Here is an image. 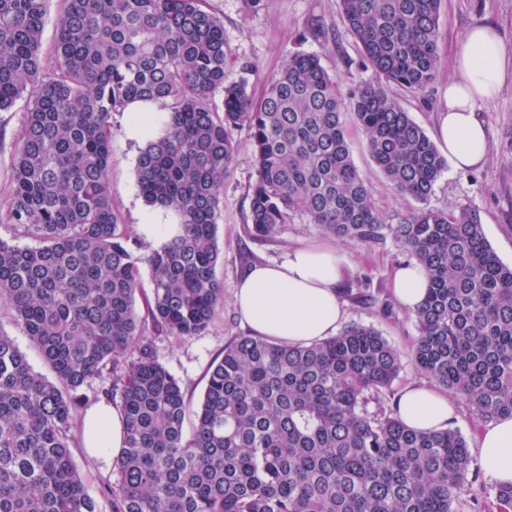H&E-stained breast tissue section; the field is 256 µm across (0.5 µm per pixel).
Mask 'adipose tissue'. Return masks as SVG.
I'll use <instances>...</instances> for the list:
<instances>
[{
	"label": "adipose tissue",
	"instance_id": "1",
	"mask_svg": "<svg viewBox=\"0 0 512 512\" xmlns=\"http://www.w3.org/2000/svg\"><path fill=\"white\" fill-rule=\"evenodd\" d=\"M512 75V47L490 25L471 28L460 42L454 75L448 82L440 117L438 146L455 168H478L488 154V131L480 119L479 102L491 99ZM342 260L334 248L307 244L294 248L287 260L254 266L239 282L234 305L255 335L287 344H310L335 335L344 311L338 293ZM393 292L407 312L423 301L428 283L418 264L393 272ZM396 410L411 428H448L457 408L446 392L413 384L399 396ZM126 435L120 409L101 402L85 415L84 445L102 466L120 455ZM480 465L501 485L512 484V416L492 420L480 433Z\"/></svg>",
	"mask_w": 512,
	"mask_h": 512
}]
</instances>
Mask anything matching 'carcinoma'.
<instances>
[{"instance_id":"cac0c4a2","label":"carcinoma","mask_w":512,"mask_h":512,"mask_svg":"<svg viewBox=\"0 0 512 512\" xmlns=\"http://www.w3.org/2000/svg\"><path fill=\"white\" fill-rule=\"evenodd\" d=\"M46 4L0 0V111L28 94L11 217L39 241L0 239V301L54 374L0 336V512H97L73 464L71 420L105 369L104 394L126 421L119 479L104 490L112 512H463L472 456L461 431L368 410L402 367L374 327L352 323L309 345L231 342L187 433L185 393L134 308L144 262L153 330L207 331L224 302L217 219L232 131L245 126L251 236L272 238L300 214L342 240L392 238L429 280L412 314L416 370L480 419L512 415V265L467 208L386 223L346 136L350 118L394 191L426 200L447 159L388 85L422 94L434 81L441 0H339L379 81L344 95L338 74L297 51L258 100L229 72L224 23L205 0H62L50 75ZM134 100L161 112L137 159L141 193L179 217L142 256L119 230L109 186L112 113Z\"/></svg>"}]
</instances>
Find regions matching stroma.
Returning a JSON list of instances; mask_svg holds the SVG:
<instances>
[{"mask_svg": "<svg viewBox=\"0 0 512 512\" xmlns=\"http://www.w3.org/2000/svg\"><path fill=\"white\" fill-rule=\"evenodd\" d=\"M206 6L223 20L224 39L236 63L251 64L244 78L254 98L263 96L284 58L296 51L317 55L329 72L338 73L342 92L377 80L376 73L362 62L361 47L343 22L338 0H261L255 8L248 7L246 0H206ZM439 24L441 64L426 95L416 96L398 85L389 88L390 95L430 136L435 135L439 114L445 108L457 45L479 24L493 25L506 42L512 43V0H442ZM26 105L22 97L10 109L0 111V239L20 246L36 243L10 216L12 164L23 136ZM480 114L490 137L486 164L468 170L447 168L423 204L395 193L364 149L355 125H348L347 132L353 161L387 223L402 222L422 205L430 209L467 208L479 214L486 238L499 258L512 265V82L505 83L493 100L481 104ZM232 137L238 151L224 183L217 221L221 257L216 273L224 288V302L203 335L180 339L161 334L154 340L159 361L180 381L191 408H198L208 371L222 357L225 346L250 333L233 303L240 278L251 264L283 261L292 248L304 242L335 246L342 255L345 277L340 294L346 323L373 326L400 351L403 369L384 391L385 401H393L409 383L423 381V374L410 360L417 334L415 323L391 290V272L407 262L406 252L390 238L370 245L336 240L302 215L293 216L273 239L253 238L248 223L256 172L249 132L241 127ZM141 147V142L127 135L125 113H113L109 171L112 208L121 229L131 234L136 233L139 213L146 206L136 176ZM81 421V414H74L70 444L73 463L98 512H112L100 488L103 480L117 481L118 467L113 464L101 470L87 455Z\"/></svg>", "mask_w": 512, "mask_h": 512, "instance_id": "stroma-1", "label": "stroma"}]
</instances>
